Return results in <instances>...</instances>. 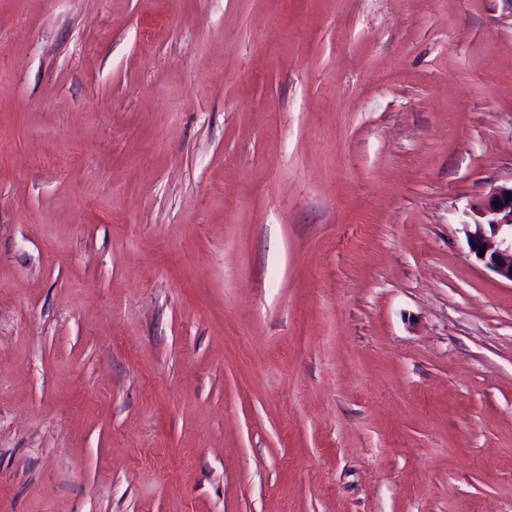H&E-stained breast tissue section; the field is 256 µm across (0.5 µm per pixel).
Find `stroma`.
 <instances>
[{
	"label": "stroma",
	"mask_w": 512,
	"mask_h": 512,
	"mask_svg": "<svg viewBox=\"0 0 512 512\" xmlns=\"http://www.w3.org/2000/svg\"><path fill=\"white\" fill-rule=\"evenodd\" d=\"M512 0H0V512H512ZM511 194L510 201L506 195ZM495 201L500 207H495ZM478 219L463 224L469 252L485 268L512 284V184L494 188L472 206ZM483 247V257L479 252Z\"/></svg>",
	"instance_id": "1"
}]
</instances>
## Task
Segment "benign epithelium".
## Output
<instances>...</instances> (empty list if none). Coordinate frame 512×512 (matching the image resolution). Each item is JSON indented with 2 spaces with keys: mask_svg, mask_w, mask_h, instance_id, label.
<instances>
[{
  "mask_svg": "<svg viewBox=\"0 0 512 512\" xmlns=\"http://www.w3.org/2000/svg\"><path fill=\"white\" fill-rule=\"evenodd\" d=\"M512 186L494 188L472 206L476 220L463 224L469 252L485 268L512 283ZM500 206H495V202ZM484 256H479L480 250Z\"/></svg>",
  "mask_w": 512,
  "mask_h": 512,
  "instance_id": "7a95c632",
  "label": "benign epithelium"
}]
</instances>
